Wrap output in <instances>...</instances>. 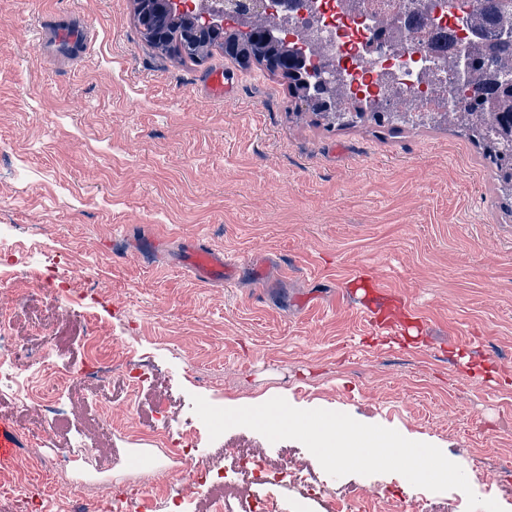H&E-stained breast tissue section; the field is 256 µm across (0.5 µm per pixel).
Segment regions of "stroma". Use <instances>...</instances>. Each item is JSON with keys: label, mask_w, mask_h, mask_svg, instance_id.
<instances>
[{"label": "stroma", "mask_w": 512, "mask_h": 512, "mask_svg": "<svg viewBox=\"0 0 512 512\" xmlns=\"http://www.w3.org/2000/svg\"><path fill=\"white\" fill-rule=\"evenodd\" d=\"M95 29V57H42L36 23ZM223 69V102L205 94ZM288 83L212 48L202 62L162 53L136 19V0H0V245L33 259L66 254L85 291L78 303L18 306L15 333L52 344L69 385L65 419L25 410L0 391V417L51 451L75 444L110 470L98 512L123 482L158 479L210 491L194 464L161 462L128 434L165 399L184 424L192 396L221 408L272 398L327 409L440 448L475 494L512 512V202L483 149L452 126L368 121L338 128L294 110ZM239 258L229 283H199L181 265L186 242ZM148 354L132 400L121 377L85 378L91 332ZM270 458L300 442L234 427L204 441L223 467L235 440ZM75 471L35 476L0 468L14 497L0 512H70ZM353 512H405L423 489L397 473L348 475Z\"/></svg>", "instance_id": "stroma-1"}]
</instances>
